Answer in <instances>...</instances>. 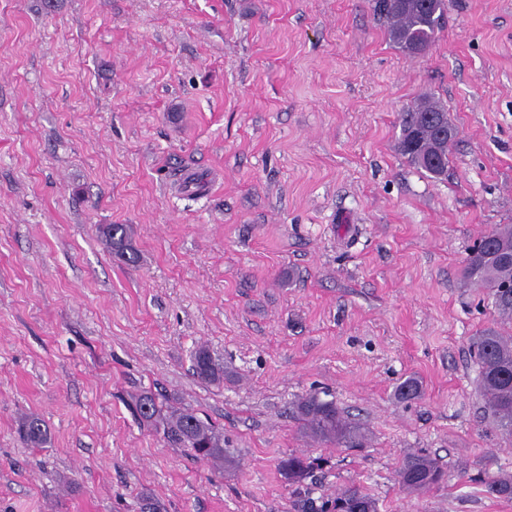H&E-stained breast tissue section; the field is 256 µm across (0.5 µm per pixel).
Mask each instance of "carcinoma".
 <instances>
[{"label":"carcinoma","instance_id":"cac0c4a2","mask_svg":"<svg viewBox=\"0 0 512 512\" xmlns=\"http://www.w3.org/2000/svg\"><path fill=\"white\" fill-rule=\"evenodd\" d=\"M445 9V0H375L377 15L388 22L390 40L408 54H420L431 46ZM401 125L400 154L414 167L434 177L440 176L448 166V151L455 137V128L448 121L445 108L433 100L420 101L402 113ZM101 234L117 257L127 263L137 262L127 225L106 224L101 227ZM463 277L482 288L492 307L512 320V225H504L472 247L464 262ZM473 347L480 368L479 389L485 411L495 427L512 442V335L504 336L488 329L474 338ZM192 361L193 375L198 380L209 384L224 380V368L206 349H197ZM135 412L162 433L169 444L188 451L195 459L235 465L234 457L224 450V433L194 409L179 406L166 397L160 399L144 393L136 399ZM295 412L309 436L348 448L361 445L362 435L349 426L334 400L309 394L297 400ZM19 432L33 447H41L49 440V432L36 415L24 417ZM313 465L310 458L296 454L287 455L279 463L280 473L299 496V512L340 509L377 512L376 502L358 486L346 487L319 505L302 495L301 488L311 477ZM396 476L402 491L425 494L445 480L446 472L436 459L412 455L403 459ZM473 481L491 495L512 499V475L478 474Z\"/></svg>","mask_w":512,"mask_h":512}]
</instances>
